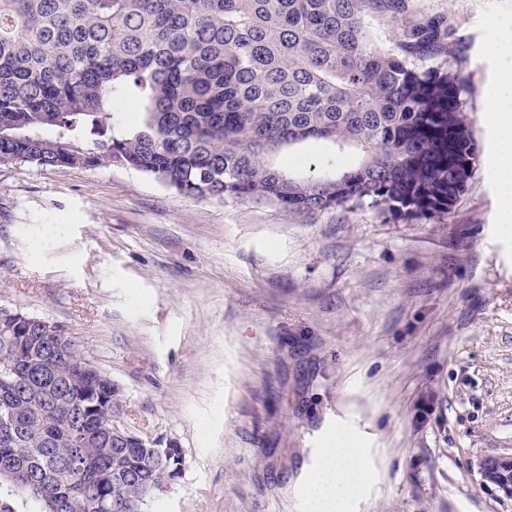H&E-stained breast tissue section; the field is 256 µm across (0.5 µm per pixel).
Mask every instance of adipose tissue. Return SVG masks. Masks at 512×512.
<instances>
[{
	"label": "adipose tissue",
	"mask_w": 512,
	"mask_h": 512,
	"mask_svg": "<svg viewBox=\"0 0 512 512\" xmlns=\"http://www.w3.org/2000/svg\"><path fill=\"white\" fill-rule=\"evenodd\" d=\"M493 149L496 160L498 220L512 228V82L496 84L490 93ZM362 475V461L346 427H337L321 449L305 489L307 512H343Z\"/></svg>",
	"instance_id": "1"
}]
</instances>
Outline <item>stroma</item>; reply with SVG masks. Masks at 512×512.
Wrapping results in <instances>:
<instances>
[{"label":"stroma","mask_w":512,"mask_h":512,"mask_svg":"<svg viewBox=\"0 0 512 512\" xmlns=\"http://www.w3.org/2000/svg\"><path fill=\"white\" fill-rule=\"evenodd\" d=\"M462 45L476 147L450 213L310 223L180 198L123 168L0 165V308L60 325L137 434L184 464L150 512H306L337 426L364 476L347 512H512V230L497 223L487 81L512 78V0H420ZM482 468L485 477L493 483L492 486L504 497L512 498V455L486 460Z\"/></svg>","instance_id":"35a3bbf8"}]
</instances>
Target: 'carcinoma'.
Returning <instances> with one entry per match:
<instances>
[{
    "label": "carcinoma",
    "mask_w": 512,
    "mask_h": 512,
    "mask_svg": "<svg viewBox=\"0 0 512 512\" xmlns=\"http://www.w3.org/2000/svg\"><path fill=\"white\" fill-rule=\"evenodd\" d=\"M418 0H0V164L118 167L203 201L269 203L315 219L368 207L412 219L448 213L475 151L459 47ZM395 27L383 45L374 20ZM137 99L125 125L115 106ZM332 143L293 175L273 158ZM42 336L36 318L0 326ZM44 347L25 399L0 359V512H145L183 465L128 439L112 445L86 406L93 379L80 351ZM27 464L13 487L2 471Z\"/></svg>",
    "instance_id": "obj_1"
}]
</instances>
